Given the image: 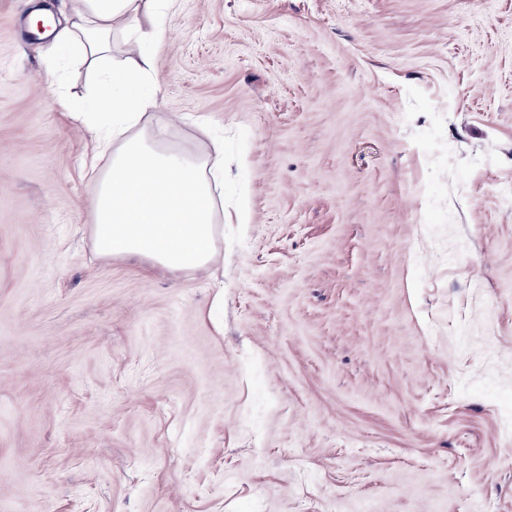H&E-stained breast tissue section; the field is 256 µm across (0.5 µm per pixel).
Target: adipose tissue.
I'll return each mask as SVG.
<instances>
[{"instance_id":"adipose-tissue-1","label":"adipose tissue","mask_w":512,"mask_h":512,"mask_svg":"<svg viewBox=\"0 0 512 512\" xmlns=\"http://www.w3.org/2000/svg\"><path fill=\"white\" fill-rule=\"evenodd\" d=\"M56 33L81 65L99 73L92 102L103 121L93 129L111 157L98 174L93 202V242L104 257L142 255L168 270L202 269L215 260L212 182L224 178V144H213L210 177L192 156L173 153L129 136L157 105L147 57L114 67L113 34L123 30L128 50L145 29H160L169 0H80Z\"/></svg>"}]
</instances>
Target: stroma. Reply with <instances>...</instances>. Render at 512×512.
<instances>
[{
	"mask_svg": "<svg viewBox=\"0 0 512 512\" xmlns=\"http://www.w3.org/2000/svg\"><path fill=\"white\" fill-rule=\"evenodd\" d=\"M60 6L0 0V512H512V0H175L193 271L96 254Z\"/></svg>",
	"mask_w": 512,
	"mask_h": 512,
	"instance_id": "35a3bbf8",
	"label": "stroma"
}]
</instances>
